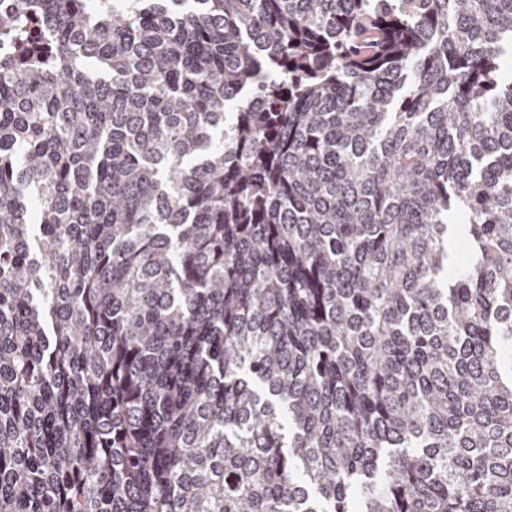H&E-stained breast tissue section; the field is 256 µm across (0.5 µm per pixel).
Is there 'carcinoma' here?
<instances>
[{
    "label": "carcinoma",
    "mask_w": 512,
    "mask_h": 512,
    "mask_svg": "<svg viewBox=\"0 0 512 512\" xmlns=\"http://www.w3.org/2000/svg\"><path fill=\"white\" fill-rule=\"evenodd\" d=\"M509 54L512 0H0V512H512Z\"/></svg>",
    "instance_id": "cac0c4a2"
}]
</instances>
